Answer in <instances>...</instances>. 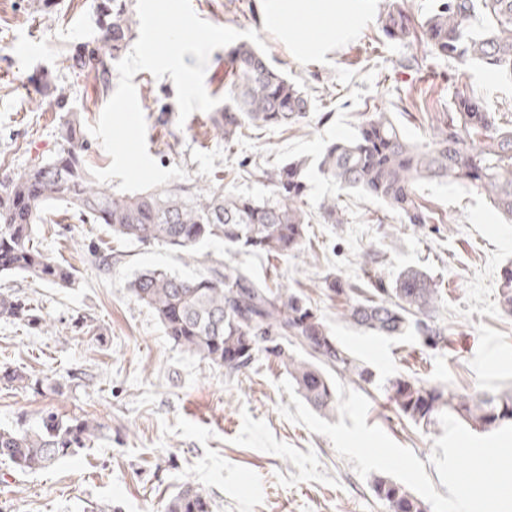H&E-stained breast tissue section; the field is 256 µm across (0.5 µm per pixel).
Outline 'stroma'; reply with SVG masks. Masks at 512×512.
Here are the masks:
<instances>
[{
	"mask_svg": "<svg viewBox=\"0 0 512 512\" xmlns=\"http://www.w3.org/2000/svg\"><path fill=\"white\" fill-rule=\"evenodd\" d=\"M191 6L212 24L256 30L272 65L306 88L311 109L288 129L243 128L229 147L210 113L180 120L171 77L141 71L133 82L148 152L161 168L178 166L189 180L260 200L272 195L262 169L306 159L310 247L269 261L226 253L222 241L210 239L199 245L197 261H184L163 245L118 239L106 225L82 221L61 206L51 209L35 240L73 271L74 284L0 278L43 318L39 324L0 320V367L28 375L22 386L0 381V426L33 424L48 411L75 412L97 418L105 436L77 458L35 473H16L0 459V512H87L93 503L112 504L117 512H163L169 495L187 481L210 493L213 512H386L368 479L329 438L280 414L291 400L279 386L287 374L278 358L264 352L227 374L175 347L128 288L140 270L163 267L192 278L211 258L242 265L317 308L374 375L372 384L358 388L370 403L367 425L410 448L425 462L437 493L446 494L429 463L442 426L400 417L382 386L409 375L460 392L512 389V316L498 296L500 272L512 262V224L498 219L479 191L426 181L417 183L416 193L434 220L408 224L361 192L338 193L317 165L328 144L352 137L363 113L377 109L391 112L410 140H425L435 114L447 110L462 87L483 99L498 124L512 127V81L425 46L414 51L423 56L422 67L402 69L401 60L414 52L383 35L386 0H369L368 22L331 54L304 60L265 28L257 0H191ZM99 36L93 0H0V178L36 154L54 153L58 92L85 124L97 123L118 72L104 78L70 69L68 60L98 47ZM408 89L423 91L421 109L398 100V91ZM330 197L337 198L343 223L320 218ZM368 251L378 254L386 278L421 267L439 279L437 319L448 329L446 348L431 349L410 336H373L340 320L342 302L324 279L358 281ZM95 252L111 255V266L94 262Z\"/></svg>",
	"mask_w": 512,
	"mask_h": 512,
	"instance_id": "35a3bbf8",
	"label": "stroma"
}]
</instances>
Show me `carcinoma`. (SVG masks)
I'll return each mask as SVG.
<instances>
[{
  "instance_id": "1",
  "label": "carcinoma",
  "mask_w": 512,
  "mask_h": 512,
  "mask_svg": "<svg viewBox=\"0 0 512 512\" xmlns=\"http://www.w3.org/2000/svg\"><path fill=\"white\" fill-rule=\"evenodd\" d=\"M99 47L88 61L108 81L109 63L133 39V21L125 0H101ZM387 36L410 42L423 36L435 54L463 63L475 61L512 79V0H438L425 19L415 22L408 0H391L382 20ZM229 103L212 118L232 142L247 125L288 126L310 111L302 86L275 69L260 49L239 44L228 52ZM53 156L37 158L0 181V276L22 274L64 286L73 273L34 242V228L50 207L62 202L91 224H105L112 235L141 244L160 242L181 259L198 260L197 245L220 239L234 250L266 258L297 256L306 250L311 214L302 195L307 171L300 160L288 161L263 176L273 199L224 195L221 184L201 187L174 181L128 193L103 188L84 159L81 113L65 108ZM318 171L340 192L356 190L383 202L408 224H428L431 216L417 202L422 180L474 187L496 213L512 221V128L502 127L481 99L459 89L448 111L431 124L421 143L406 138L390 113L367 112L350 139L329 144ZM326 224L341 222L336 198L321 204ZM378 256L364 253L366 280L350 284L334 276L326 287L345 300L340 318L374 336L410 334L436 349L448 342L447 327L436 319L441 288L426 272L407 268L391 284L377 271ZM134 296L156 315L165 336L178 348L228 374L246 368L260 352L277 357L298 393L314 410L336 409L329 372L359 384L372 373L333 335L322 316L298 294L260 282L222 260H208L195 278L166 269L139 272L130 283ZM499 296L512 315V264L503 267ZM0 319L38 322L35 309L0 291ZM295 342L309 358L282 347ZM384 395L394 409L416 425L427 426L448 412L476 430L512 425V390L460 393L418 377L388 380ZM104 426L85 415L48 412L35 425L0 427V457L23 473L36 472L78 456L102 435ZM375 497L389 512H427L424 501L386 476L370 478ZM165 512H212L206 490L185 482L168 498Z\"/></svg>"
}]
</instances>
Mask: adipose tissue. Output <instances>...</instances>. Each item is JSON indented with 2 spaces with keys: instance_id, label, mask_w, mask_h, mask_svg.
<instances>
[{
  "instance_id": "1",
  "label": "adipose tissue",
  "mask_w": 512,
  "mask_h": 512,
  "mask_svg": "<svg viewBox=\"0 0 512 512\" xmlns=\"http://www.w3.org/2000/svg\"><path fill=\"white\" fill-rule=\"evenodd\" d=\"M266 26L279 31L298 57H322L367 15L366 0H259ZM318 39H310V32Z\"/></svg>"
}]
</instances>
